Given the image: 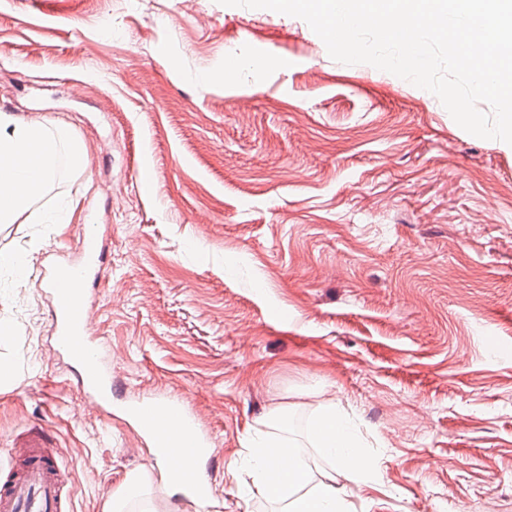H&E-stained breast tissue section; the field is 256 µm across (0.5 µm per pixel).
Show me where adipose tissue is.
<instances>
[{
    "label": "adipose tissue",
    "mask_w": 512,
    "mask_h": 512,
    "mask_svg": "<svg viewBox=\"0 0 512 512\" xmlns=\"http://www.w3.org/2000/svg\"><path fill=\"white\" fill-rule=\"evenodd\" d=\"M3 126L9 132L0 134V158L9 160L11 167L0 170V223L12 224L22 216L33 224L69 223L66 206L45 213L37 203L53 179L60 149H67L71 166L80 168L81 141L60 129L13 122L1 113ZM306 439L328 463V470L313 471L280 434L276 418L246 435L245 453L236 465L251 478L250 496L281 501L282 512H350L337 478L355 483L380 478L378 463L366 453L355 423L335 399L322 400Z\"/></svg>",
    "instance_id": "1"
}]
</instances>
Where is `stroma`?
<instances>
[{
	"label": "stroma",
	"instance_id": "stroma-1",
	"mask_svg": "<svg viewBox=\"0 0 512 512\" xmlns=\"http://www.w3.org/2000/svg\"><path fill=\"white\" fill-rule=\"evenodd\" d=\"M1 112L86 148L38 202L69 223L0 224L27 261L0 273L1 469L40 430L68 512H104L132 472L124 512H196L53 349L45 255L92 236L114 388L184 401L210 433L211 512L247 507L233 463L272 413L317 461L318 389L379 461V481L337 482L356 512H512V145L334 61L300 18L218 0H0Z\"/></svg>",
	"mask_w": 512,
	"mask_h": 512
}]
</instances>
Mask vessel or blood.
I'll list each match as a JSON object with an SVG mask.
<instances>
[{
  "instance_id": "1",
  "label": "vessel or blood",
  "mask_w": 512,
  "mask_h": 512,
  "mask_svg": "<svg viewBox=\"0 0 512 512\" xmlns=\"http://www.w3.org/2000/svg\"><path fill=\"white\" fill-rule=\"evenodd\" d=\"M44 271L52 319L50 333L59 352L79 363L84 386L100 407H112V367L89 321L90 279L100 274V259L90 244H82L78 256L62 249ZM140 430L153 442L168 470L179 476L186 497L208 496L210 488L189 469L211 452L210 438L200 432L182 402L172 400H131ZM22 457L19 469L10 471L0 485V512H64L66 494L63 472L50 451L46 436L24 432L14 440Z\"/></svg>"
}]
</instances>
